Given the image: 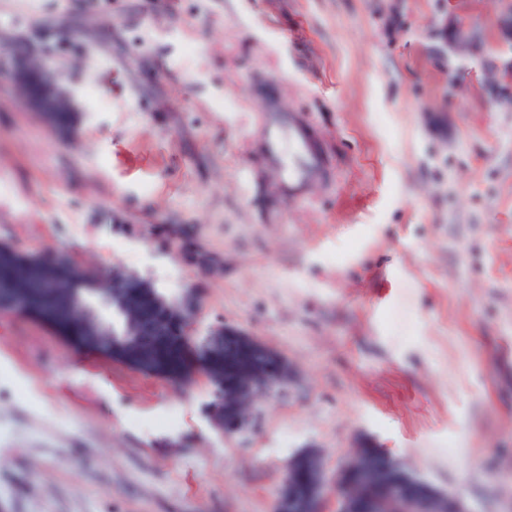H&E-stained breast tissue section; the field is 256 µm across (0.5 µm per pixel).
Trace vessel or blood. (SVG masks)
Here are the masks:
<instances>
[{"instance_id": "vessel-or-blood-1", "label": "vessel or blood", "mask_w": 512, "mask_h": 512, "mask_svg": "<svg viewBox=\"0 0 512 512\" xmlns=\"http://www.w3.org/2000/svg\"><path fill=\"white\" fill-rule=\"evenodd\" d=\"M262 141L269 162L283 168L289 191H296L313 180L324 167V158L313 146L310 132L302 123L292 122L285 127L265 125Z\"/></svg>"}]
</instances>
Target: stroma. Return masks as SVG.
<instances>
[{
  "mask_svg": "<svg viewBox=\"0 0 512 512\" xmlns=\"http://www.w3.org/2000/svg\"><path fill=\"white\" fill-rule=\"evenodd\" d=\"M499 0H0V243L57 250L229 323L295 382L252 433L178 386L0 311V512H274L289 460L363 440L474 512H512V112L485 58ZM50 57L66 138L12 80ZM313 127L323 178L289 199L258 105ZM234 107L225 110L224 99ZM482 51L481 46H477L476 40L469 28L464 26L450 24L444 31L442 44L439 51L445 53L448 59L461 60L467 53H472L476 49Z\"/></svg>",
  "mask_w": 512,
  "mask_h": 512,
  "instance_id": "1",
  "label": "stroma"
}]
</instances>
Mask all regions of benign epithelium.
I'll return each instance as SVG.
<instances>
[{"label": "benign epithelium", "mask_w": 512, "mask_h": 512, "mask_svg": "<svg viewBox=\"0 0 512 512\" xmlns=\"http://www.w3.org/2000/svg\"><path fill=\"white\" fill-rule=\"evenodd\" d=\"M497 16L499 44L493 53L496 69L512 71V0H501ZM477 49L470 31L460 25L446 27L439 51L449 59H462ZM18 61L11 69L14 82L24 92L25 104L39 113L47 126H57L60 112L77 113L69 93L62 87L51 62H31L28 51L17 52ZM123 291L112 302L123 304L128 298L144 303L161 304L154 284L138 275H127ZM30 297L10 282L0 281V311L27 314ZM200 311V298L194 288L185 289L176 302L170 319L151 315L139 317L137 327L128 338V348L147 350L157 358L168 355L175 326H185L184 336L192 335ZM202 342L208 356L219 354L224 359V376L212 379V389L224 391V423L216 426L224 436L235 437L253 430L261 408L257 398L272 393L270 384L282 386L292 381L288 361L252 333L234 325L210 328ZM259 353L271 364L269 372L252 368L254 354ZM294 461L300 464V481H286L275 512H381L382 504L391 501L401 512H472L467 502L453 492L441 491L415 474L404 462L387 453L379 466L380 479L372 477L354 458L336 472V495H331L320 455L314 447L299 451Z\"/></svg>", "instance_id": "benign-epithelium-1"}]
</instances>
